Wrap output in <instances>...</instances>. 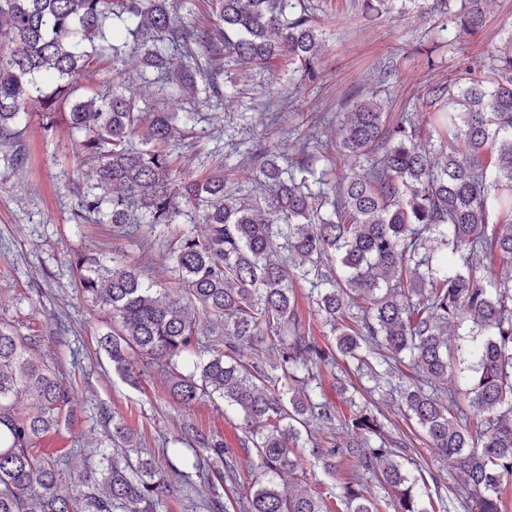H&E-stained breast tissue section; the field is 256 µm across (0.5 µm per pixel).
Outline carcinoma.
<instances>
[{"label": "carcinoma", "instance_id": "obj_1", "mask_svg": "<svg viewBox=\"0 0 512 512\" xmlns=\"http://www.w3.org/2000/svg\"><path fill=\"white\" fill-rule=\"evenodd\" d=\"M409 2L442 18L438 38L450 45L479 34L490 0H460L456 11L451 0ZM208 9L203 23L189 19L194 0H0V160L26 163L21 121L35 115L46 133L65 128L80 162L95 167V182L74 183L72 223L110 224L117 237L184 216L202 225L165 255L178 272L170 292L117 255L106 264L77 253L71 267L111 314L99 344L112 372L137 387L157 368L176 407L222 401L241 418L265 480L224 500L217 484L238 483L237 457L190 423L176 439L185 447L163 441L165 470L116 417L123 451L97 462L83 448L50 454L40 441L72 426L73 387L34 340L1 325L0 512H158L178 479L206 512H327L322 497L282 482L302 468L306 443L327 470L338 454L378 469L390 497L367 499L357 470L342 486L349 512H423L417 479L393 459L371 409L336 443L335 414L311 383L341 361L400 398L448 462L449 491L467 512H502L501 486L512 480V274L485 276L484 259L512 265V46L428 86L437 151L417 142L419 113L387 112L373 91L341 114L334 158L321 155L316 125L292 157L257 144L242 162L246 180L267 189L253 197L219 169L176 178L169 145L194 130L159 102L222 94L226 61L284 65L313 81L323 30L310 0H208ZM130 54L139 86L99 92L77 81ZM298 285L335 347L305 334ZM465 320L471 329L453 347L449 330ZM266 336L268 355L245 359ZM406 361L413 376L393 382ZM455 366L461 387L450 390ZM312 427L330 434L327 444Z\"/></svg>", "mask_w": 512, "mask_h": 512}]
</instances>
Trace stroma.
Here are the masks:
<instances>
[{"label":"stroma","mask_w":512,"mask_h":512,"mask_svg":"<svg viewBox=\"0 0 512 512\" xmlns=\"http://www.w3.org/2000/svg\"><path fill=\"white\" fill-rule=\"evenodd\" d=\"M313 2L327 37L320 78L305 82L283 66L246 75L226 67L224 94L200 107L192 122L194 138L178 137L170 144L177 177L219 169L227 181H238L239 163L257 142H271L294 153L298 135L311 123L345 111L354 95L374 89L380 90L392 113L421 111L428 84L455 79L462 60L486 58L512 32V0H492L478 36L428 56L424 50L437 39V16L410 8L401 15L382 12L368 19L361 10L362 0ZM385 64L393 67L394 76L382 88L377 77ZM272 99L278 102L281 122L267 128L258 115ZM25 140L29 155L25 167L0 163V325L36 337L40 351L59 359L74 384L73 428L48 434L44 445L69 447L71 435L76 434L88 451L110 447L112 417L136 414L143 423L145 446L154 451L159 441L176 436L185 421L204 434L223 437L236 452L242 464L236 492L246 494L262 480L263 472L253 449L241 445L240 419L205 398L188 409L168 404L161 397L163 381L156 375L143 378L136 388L122 382L98 348L110 316L79 291L70 269L69 256L77 251L107 258L116 253L136 261L145 236L153 240L157 253H167L169 233L144 224L136 235L116 239L106 225L71 223L76 202L71 181H89L94 170L79 165L65 131L47 138L33 121ZM372 385L369 377L356 372L344 383L334 373L321 374L316 392L336 413L337 441L345 442L346 424L359 409H383L384 435L396 443V460L409 472H420L427 485L421 496L424 512H464L449 501L453 478L447 462L428 446L414 422L372 392ZM303 453L308 460L299 474L302 486L323 496L329 512H346L335 494L347 475L346 462H337L329 471L313 458L311 448Z\"/></svg>","instance_id":"1"}]
</instances>
